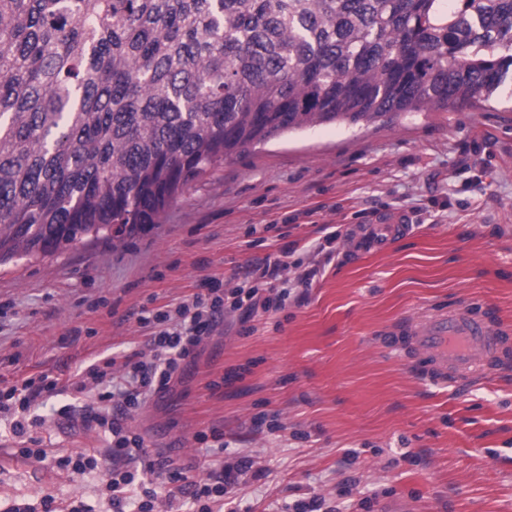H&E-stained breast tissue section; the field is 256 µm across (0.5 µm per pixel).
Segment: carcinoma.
<instances>
[{
    "label": "carcinoma",
    "mask_w": 512,
    "mask_h": 512,
    "mask_svg": "<svg viewBox=\"0 0 512 512\" xmlns=\"http://www.w3.org/2000/svg\"><path fill=\"white\" fill-rule=\"evenodd\" d=\"M512 80V0H0V264L160 222L249 147Z\"/></svg>",
    "instance_id": "obj_1"
}]
</instances>
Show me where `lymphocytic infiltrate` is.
I'll return each instance as SVG.
<instances>
[{
  "instance_id": "1",
  "label": "lymphocytic infiltrate",
  "mask_w": 512,
  "mask_h": 512,
  "mask_svg": "<svg viewBox=\"0 0 512 512\" xmlns=\"http://www.w3.org/2000/svg\"><path fill=\"white\" fill-rule=\"evenodd\" d=\"M333 252L314 246L312 259L302 263L291 248L266 257L255 267L251 278L230 290L220 280L203 279L196 293L172 309H159L141 316L148 328L146 353L124 359L106 357L88 365L76 379L60 383L48 375L26 379L12 386L0 398V423H7L13 436L28 434L36 425L33 413L43 406L59 385H66L74 403L63 406V417L79 415L82 424L103 434L109 443L106 455L80 451L53 458L57 470L86 473L100 471V491L111 512H213L223 503L225 487L236 484L252 463L238 458L224 460V436L218 431L199 432L198 443L214 457L216 467L207 479L197 481L185 469L165 460L151 459L141 435L128 430L126 419L143 409L156 396L169 390L178 378L183 363L195 357L202 342L211 335L225 310H269L272 302H285L292 290L312 287L322 269L333 259ZM293 278H286V271ZM276 287L275 298L263 291Z\"/></svg>"
}]
</instances>
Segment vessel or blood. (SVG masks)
I'll list each match as a JSON object with an SVG mask.
<instances>
[{"mask_svg": "<svg viewBox=\"0 0 512 512\" xmlns=\"http://www.w3.org/2000/svg\"><path fill=\"white\" fill-rule=\"evenodd\" d=\"M408 228V221L396 215L355 234L354 244L358 253L377 252ZM389 347L395 352L411 348L423 355L415 372L433 383L466 382L484 376L487 364H512V330L476 316L467 305L406 320Z\"/></svg>", "mask_w": 512, "mask_h": 512, "instance_id": "obj_1", "label": "vessel or blood"}]
</instances>
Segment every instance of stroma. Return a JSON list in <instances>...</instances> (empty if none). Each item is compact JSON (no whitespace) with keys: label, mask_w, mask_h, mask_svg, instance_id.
<instances>
[{"label":"stroma","mask_w":512,"mask_h":512,"mask_svg":"<svg viewBox=\"0 0 512 512\" xmlns=\"http://www.w3.org/2000/svg\"><path fill=\"white\" fill-rule=\"evenodd\" d=\"M412 219L387 250L346 259L355 230ZM336 233L337 255L303 299L223 322L182 378L129 420L152 456L212 465L195 440L224 435L225 461H252L236 512H512V367L433 385L384 347L409 316L471 305L512 328V84L477 106L284 134L191 183L161 223L86 238L0 266V389L65 379L145 351L142 309L180 302L204 277L232 288L267 256ZM67 392L38 410L54 454L104 450ZM0 435V500L101 503L93 473L22 458Z\"/></svg>","instance_id":"1"}]
</instances>
